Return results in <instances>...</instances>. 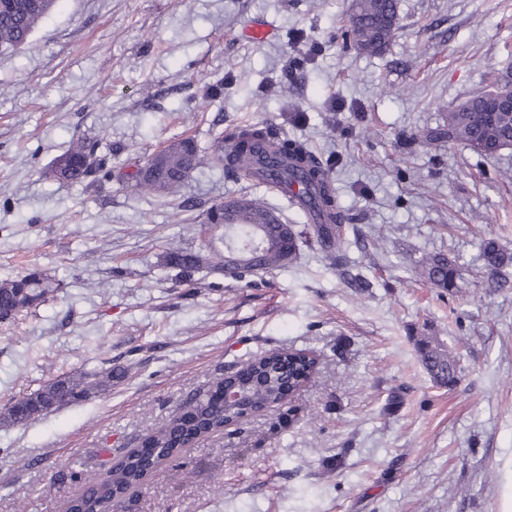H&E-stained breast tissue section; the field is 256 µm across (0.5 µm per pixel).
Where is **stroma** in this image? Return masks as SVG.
<instances>
[{"instance_id": "1", "label": "stroma", "mask_w": 512, "mask_h": 512, "mask_svg": "<svg viewBox=\"0 0 512 512\" xmlns=\"http://www.w3.org/2000/svg\"><path fill=\"white\" fill-rule=\"evenodd\" d=\"M398 29L368 55L351 0H56L28 43L0 52V281L34 270L45 303L0 321V413L57 379L111 371V388L26 424L0 420V512H65L86 475L134 448L232 366L277 348L317 373L276 411L164 464L129 512H512V148L479 155L421 132L512 75V0H397ZM264 24L256 44L242 35ZM264 121L335 158L343 259L305 244L235 281L184 279L171 244L208 250L207 209L284 196L199 167L145 195L123 176L184 137L200 148ZM112 176L62 183L72 141ZM457 261L427 282V253ZM458 364L436 385L416 339ZM483 266L491 272H497L501 268L512 266V252H505L493 241L486 242L480 254ZM421 273L434 286L449 290L455 287L456 261L444 254H433L421 259Z\"/></svg>"}]
</instances>
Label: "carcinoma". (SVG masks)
Masks as SVG:
<instances>
[{
  "mask_svg": "<svg viewBox=\"0 0 512 512\" xmlns=\"http://www.w3.org/2000/svg\"><path fill=\"white\" fill-rule=\"evenodd\" d=\"M53 3L54 0H0V51L24 45ZM397 24L396 0H354L349 36L358 50L376 55L388 46ZM491 94L492 90L487 89L470 96L448 111L443 125L428 132L426 138L459 142L484 156L512 147V111H486ZM207 163L223 167L233 177L262 182L271 174L275 187L297 188L291 204L319 220L311 225V241L330 260L339 259L345 216L337 204L332 165L306 143L281 137L267 123L236 127L206 157L199 154L193 139H177L148 156L142 166L127 174V180L140 192L161 194L183 181L191 170ZM55 171L58 180L67 183L109 174L106 159L96 156L95 147L82 141L72 143L58 159ZM206 223L215 229L224 228V254L170 248L167 263L185 275L213 267L224 269L226 278L241 280L287 265L297 256L302 240V232L284 223L264 199L248 195L211 206ZM480 258L491 272L512 265V252L503 251L493 241L483 245ZM421 273L434 286L448 290L455 287L456 261L444 254L425 256L421 259ZM49 292L36 271L1 281L0 317L13 318L22 309L44 301ZM418 354L435 383L449 386L457 381V362L443 344L423 338ZM315 365V358L306 352L275 349L234 372H225L213 387L238 386L245 394L249 411L280 408L284 392L308 381ZM111 383L110 370L88 373L82 379L57 380L31 393L29 399L34 411L50 412L84 396L89 389ZM241 415L242 410L226 409L208 393L181 404L168 422L152 431L139 447L118 449V459L103 474L88 479L84 489L69 500L67 512H115L124 508L157 466L177 459L189 444L237 423Z\"/></svg>",
  "mask_w": 512,
  "mask_h": 512,
  "instance_id": "cac0c4a2",
  "label": "carcinoma"
}]
</instances>
